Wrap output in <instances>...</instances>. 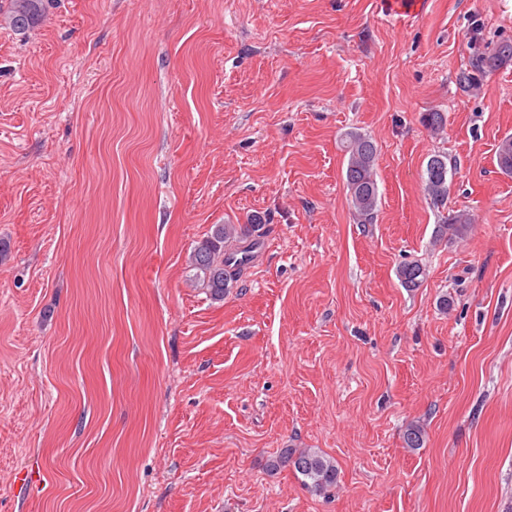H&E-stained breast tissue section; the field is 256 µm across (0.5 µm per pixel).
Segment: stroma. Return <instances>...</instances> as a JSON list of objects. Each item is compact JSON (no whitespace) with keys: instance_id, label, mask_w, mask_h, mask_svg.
<instances>
[{"instance_id":"35a3bbf8","label":"stroma","mask_w":512,"mask_h":512,"mask_svg":"<svg viewBox=\"0 0 512 512\" xmlns=\"http://www.w3.org/2000/svg\"><path fill=\"white\" fill-rule=\"evenodd\" d=\"M9 6L0 512H512V62L456 81L512 40V0H45L19 31ZM350 131L378 150L368 224ZM255 215L212 300L194 247ZM283 448L333 458L336 486L270 469ZM348 157L344 185L360 222H370L378 208L379 189L375 164L377 147L372 139L358 132H348L342 139ZM448 157L443 154L431 156L423 177L424 192L430 201L442 207L448 199ZM472 223V219L468 213L456 212L448 216H443L441 224L435 227V242L450 241L454 238L462 236L467 226ZM401 285L412 291L420 288L426 279V268L418 261L403 263L397 270Z\"/></svg>"}]
</instances>
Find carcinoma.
Here are the masks:
<instances>
[{
  "mask_svg": "<svg viewBox=\"0 0 512 512\" xmlns=\"http://www.w3.org/2000/svg\"><path fill=\"white\" fill-rule=\"evenodd\" d=\"M43 15V0H11L6 20L17 29L37 24ZM512 61V41L503 40L495 44L477 60L478 69L494 71L502 64ZM342 147L348 157L344 185L359 221L369 222L378 208L379 189L375 164L377 147L372 139L358 132H348L342 139ZM497 163L506 175H512V137H505L499 144ZM424 192L430 201L445 205L448 199V157L443 154L431 156L423 177ZM472 223L469 214L456 212L442 218L435 227L434 240L450 241L463 235ZM256 224H216L193 250L189 257V268L193 270L191 280L205 288L212 299L221 301L224 293L235 282L246 261L232 263L238 254L248 253L247 241L252 237ZM403 287L412 291L422 286L426 279V268L417 261L403 263L397 270ZM405 445L419 448L424 440V428L411 422L402 434ZM273 469L290 467L304 478L308 488L321 492L336 485L338 469L334 459L311 449H283L270 463Z\"/></svg>",
  "mask_w": 512,
  "mask_h": 512,
  "instance_id": "obj_1",
  "label": "carcinoma"
}]
</instances>
